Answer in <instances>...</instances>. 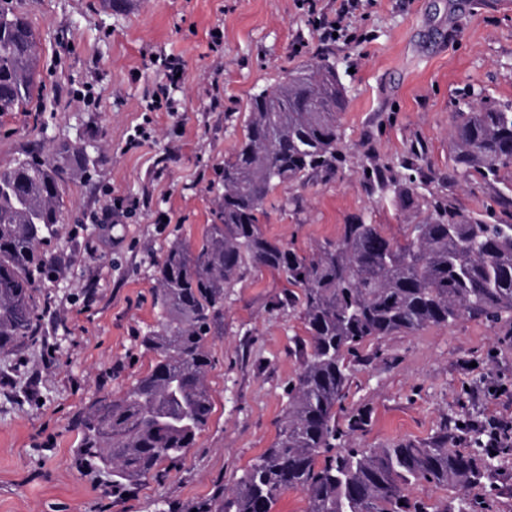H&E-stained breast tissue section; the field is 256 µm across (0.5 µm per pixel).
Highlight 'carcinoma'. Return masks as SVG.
<instances>
[{"mask_svg": "<svg viewBox=\"0 0 512 512\" xmlns=\"http://www.w3.org/2000/svg\"><path fill=\"white\" fill-rule=\"evenodd\" d=\"M45 86L38 40L12 6L0 3V115L37 109ZM345 88L335 64L315 57L288 73L278 88L254 95L233 156L224 162V192L197 253L172 243L159 269L156 302L164 321L142 337L157 356L119 400L103 397L82 417L81 460L112 469V491L161 480L164 461H179L208 424L211 366L205 342L224 321V290L249 264L301 288L298 304L310 354L288 391L276 440L244 471L226 497L218 493L190 512H273L280 492L298 489L307 512H468L459 499L413 500L409 486L427 482L456 491L482 482L486 460L450 447L443 426L424 441L384 448H344L336 422L350 381L347 355L368 339L448 325L463 315L498 321L512 316V224H489L437 198L404 238L358 219L301 256L263 232L258 214L269 192L318 173L336 171ZM455 166L448 179L475 174L501 180L512 169V105L485 100L453 117ZM71 148L51 160L17 159L0 170V354L35 342L34 275L51 271L39 250L53 236L62 207V173ZM410 175L372 167V189L403 204L434 179L405 161ZM416 175H411V172Z\"/></svg>", "mask_w": 512, "mask_h": 512, "instance_id": "cac0c4a2", "label": "carcinoma"}]
</instances>
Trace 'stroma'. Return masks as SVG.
Returning a JSON list of instances; mask_svg holds the SVG:
<instances>
[{
  "instance_id": "1",
  "label": "stroma",
  "mask_w": 512,
  "mask_h": 512,
  "mask_svg": "<svg viewBox=\"0 0 512 512\" xmlns=\"http://www.w3.org/2000/svg\"><path fill=\"white\" fill-rule=\"evenodd\" d=\"M339 0H17L35 30L47 87L33 112L0 115V169L22 156L85 145L63 174V222L41 246L53 279L38 282L37 341L0 355V512H184L239 478L275 441L308 341L284 276L248 267L225 291L224 326L209 337L208 424L163 480L129 495L104 468L79 467V417L118 399L155 362L141 340L158 329L159 263L169 245L198 249L223 192L251 97L317 56L346 89L344 156L336 173L273 189L259 214L269 237L307 255L362 218L402 239L432 194L490 224L512 222V182H454L452 114L488 98L512 104V0H364L350 21L362 39L321 41L316 16ZM221 43L212 46L210 33ZM183 63L179 112L144 106ZM147 124L148 141L127 144ZM434 176L412 205L374 194L368 161L410 155ZM345 413L369 410L355 448L425 440L441 427L512 418V317H461L414 334L365 341L351 355ZM502 389L498 399L486 392ZM471 512H512V447L482 483L461 490Z\"/></svg>"
}]
</instances>
